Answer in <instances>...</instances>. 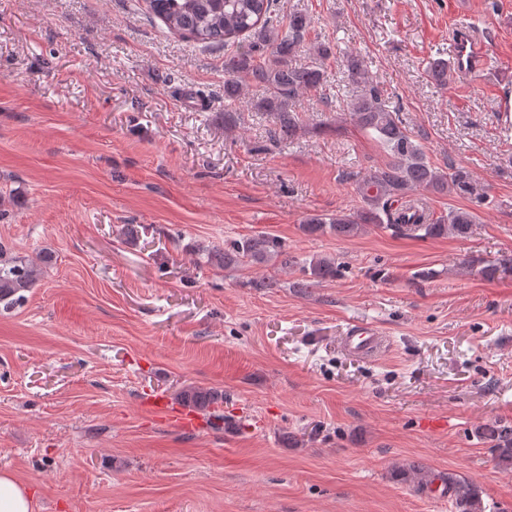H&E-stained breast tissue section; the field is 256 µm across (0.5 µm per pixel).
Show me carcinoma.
<instances>
[{"instance_id":"carcinoma-1","label":"carcinoma","mask_w":512,"mask_h":512,"mask_svg":"<svg viewBox=\"0 0 512 512\" xmlns=\"http://www.w3.org/2000/svg\"><path fill=\"white\" fill-rule=\"evenodd\" d=\"M146 13L160 20L168 32L184 41L203 47L229 46L241 37L251 39L248 49L224 55V127L235 122L232 105L241 100V78L261 88L260 97L250 108L269 118L274 124V139L288 143L300 129L295 109L301 95L319 92L329 86L327 62L336 56L335 45L317 41L305 45L311 28V16L302 10L283 21L277 0H144ZM307 46L309 61L296 63L302 46ZM429 79L440 87L448 86L451 67L439 57L427 67ZM344 87L352 89L348 108L351 117L366 131L374 134L385 146L389 161L362 175H355L354 186L362 206L353 213L336 215L313 214L302 224L307 235L330 233L338 238H352L370 227L392 231L398 236L415 239L469 237L475 215L469 210L455 209L448 215L433 217L424 208L407 200L409 194L423 189L433 193L474 196L484 199L473 175L466 169L445 171L432 164L421 144L406 123L387 104L379 89L371 85L364 60L349 54L343 63ZM207 260L226 268L243 261L256 265L278 258L282 265L292 263L282 242L269 233L234 240L224 251L206 249ZM306 279L301 288H312L336 278L339 266L329 257L314 256L305 263ZM487 280L512 273V260L489 261L478 270ZM41 268L18 259L0 248V305L6 309L22 304L26 292L39 280ZM179 398L185 405L198 408L224 404V392L211 388L189 386ZM484 435L494 441L496 461L500 468L512 471V427L492 425ZM404 478L421 490L440 483L448 492L455 512H482L481 499L473 484L452 474H442L413 465L402 471Z\"/></svg>"}]
</instances>
